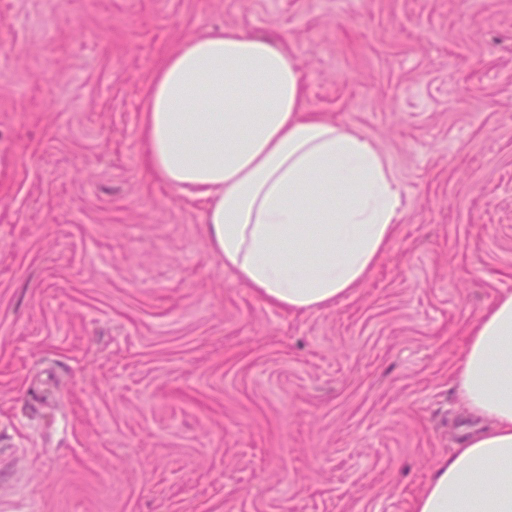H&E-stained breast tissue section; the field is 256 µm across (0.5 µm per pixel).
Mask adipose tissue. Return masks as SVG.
I'll return each instance as SVG.
<instances>
[{
	"label": "adipose tissue",
	"mask_w": 512,
	"mask_h": 512,
	"mask_svg": "<svg viewBox=\"0 0 512 512\" xmlns=\"http://www.w3.org/2000/svg\"><path fill=\"white\" fill-rule=\"evenodd\" d=\"M303 75L271 39L186 38L155 68L139 139L149 174L206 201L224 267L293 312L335 305L391 244L400 197L370 140L304 113ZM458 391L483 426L434 469L413 512H512V293L468 328Z\"/></svg>",
	"instance_id": "adipose-tissue-1"
}]
</instances>
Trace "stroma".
Returning a JSON list of instances; mask_svg holds the SVG:
<instances>
[{
    "instance_id": "stroma-1",
    "label": "stroma",
    "mask_w": 512,
    "mask_h": 512,
    "mask_svg": "<svg viewBox=\"0 0 512 512\" xmlns=\"http://www.w3.org/2000/svg\"><path fill=\"white\" fill-rule=\"evenodd\" d=\"M238 28L401 199L332 307L263 302L142 165L154 67ZM512 293V0H0V512H412Z\"/></svg>"
}]
</instances>
